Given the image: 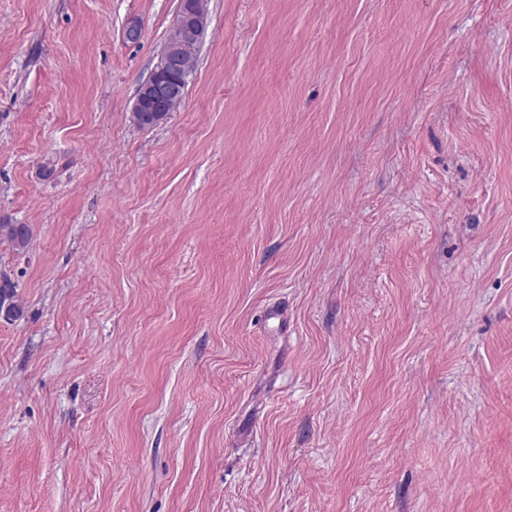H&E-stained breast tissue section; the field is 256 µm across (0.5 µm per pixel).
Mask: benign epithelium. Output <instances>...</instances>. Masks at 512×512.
Returning a JSON list of instances; mask_svg holds the SVG:
<instances>
[{"instance_id": "obj_1", "label": "benign epithelium", "mask_w": 512, "mask_h": 512, "mask_svg": "<svg viewBox=\"0 0 512 512\" xmlns=\"http://www.w3.org/2000/svg\"><path fill=\"white\" fill-rule=\"evenodd\" d=\"M207 23V0H195L190 11L176 24L183 34L165 43L157 65L137 90L132 111L172 112L165 104L183 98L189 82V74L179 69V62L185 53L198 47Z\"/></svg>"}]
</instances>
